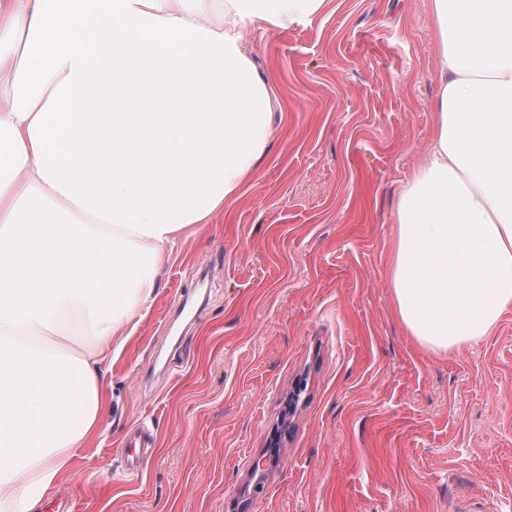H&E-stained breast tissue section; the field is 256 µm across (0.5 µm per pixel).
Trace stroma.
Wrapping results in <instances>:
<instances>
[{"instance_id":"1","label":"stroma","mask_w":512,"mask_h":512,"mask_svg":"<svg viewBox=\"0 0 512 512\" xmlns=\"http://www.w3.org/2000/svg\"><path fill=\"white\" fill-rule=\"evenodd\" d=\"M246 37L275 139L164 266L108 373L109 435L77 449L61 492L79 512H512V312L436 356L384 274L434 123L429 0H328L308 26ZM142 425L153 453L131 476Z\"/></svg>"}]
</instances>
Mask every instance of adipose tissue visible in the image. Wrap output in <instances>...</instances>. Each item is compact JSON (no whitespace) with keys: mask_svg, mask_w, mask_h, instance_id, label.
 I'll list each match as a JSON object with an SVG mask.
<instances>
[{"mask_svg":"<svg viewBox=\"0 0 512 512\" xmlns=\"http://www.w3.org/2000/svg\"><path fill=\"white\" fill-rule=\"evenodd\" d=\"M326 3L0 0V512H39L103 435L107 368L164 264L255 179L276 98L246 31ZM430 9L435 122L385 276L440 356L512 311V0Z\"/></svg>","mask_w":512,"mask_h":512,"instance_id":"1","label":"adipose tissue"}]
</instances>
